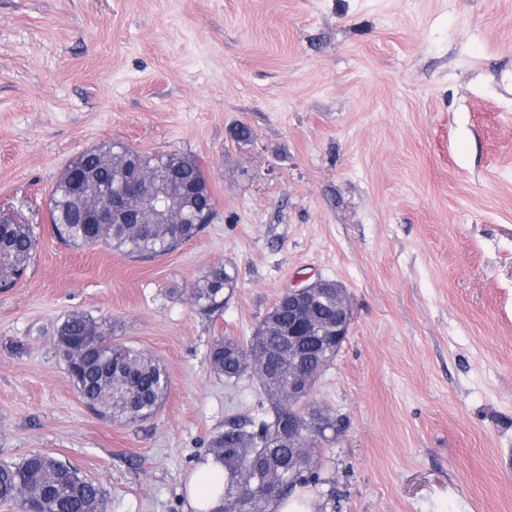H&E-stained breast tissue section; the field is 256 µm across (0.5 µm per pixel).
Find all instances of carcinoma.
Here are the masks:
<instances>
[{"label": "carcinoma", "mask_w": 512, "mask_h": 512, "mask_svg": "<svg viewBox=\"0 0 512 512\" xmlns=\"http://www.w3.org/2000/svg\"><path fill=\"white\" fill-rule=\"evenodd\" d=\"M85 174L86 187L119 189L135 174L134 167L149 170L148 191L134 199L143 204L154 189L179 183L190 195L181 210L183 223L167 224H82L79 220L81 195L63 173L52 190L47 206L52 235L70 246L103 244L122 255L152 258L177 249L196 237L216 214L205 173L198 162L178 153L144 154L130 146L116 144L108 149L93 147L73 160ZM36 248L33 226L15 215L0 218V283L13 287L24 275ZM235 278L226 265L209 267L191 290V301L212 312L224 307L226 292ZM313 311L326 326L335 316V304L315 295ZM288 299L281 298L263 316L247 342L225 336L210 345L207 360L211 369L227 381L253 368L256 382L269 401L272 414L256 417L233 416L224 430L211 437L207 455L224 468V477L205 475L210 490L218 494L210 512H268L283 503L297 489L313 491L326 501L336 500L335 488L323 490L330 480L318 463V448L344 432L346 422L311 403L301 407L304 420L319 422L320 435L314 441L294 443L288 438V413L295 403L288 400ZM69 340L93 342L99 358L66 368L69 378L87 407L101 419L126 421L150 419L159 409L169 387L167 372L145 352L112 342L99 319L85 313L69 314L58 324ZM328 336L315 335L302 343L300 358L309 369L327 367L332 350L324 347ZM71 465L44 453H32L20 462H0V504L37 503L41 512H107L102 487L76 474L69 478ZM244 488V496L237 490Z\"/></svg>", "instance_id": "obj_1"}]
</instances>
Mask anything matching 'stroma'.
I'll return each mask as SVG.
<instances>
[{"label":"stroma","instance_id":"1","mask_svg":"<svg viewBox=\"0 0 512 512\" xmlns=\"http://www.w3.org/2000/svg\"><path fill=\"white\" fill-rule=\"evenodd\" d=\"M115 142L197 160L213 223L145 259L56 240L57 180ZM0 208L38 238L0 290V460L70 462L108 512H185L260 398L210 344L322 277L352 308L312 395L349 421L319 453L336 512H512V0H0ZM217 262L234 288L206 314L189 291ZM74 312L164 365L153 418L87 408L52 342Z\"/></svg>","mask_w":512,"mask_h":512}]
</instances>
